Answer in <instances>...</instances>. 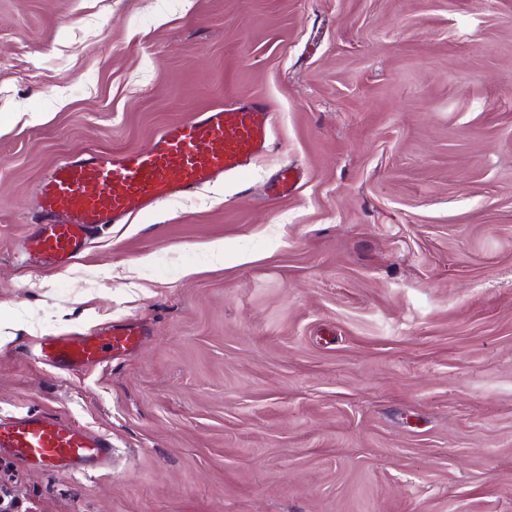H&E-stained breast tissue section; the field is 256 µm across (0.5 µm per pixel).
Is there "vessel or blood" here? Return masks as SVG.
<instances>
[{
	"instance_id": "1",
	"label": "vessel or blood",
	"mask_w": 512,
	"mask_h": 512,
	"mask_svg": "<svg viewBox=\"0 0 512 512\" xmlns=\"http://www.w3.org/2000/svg\"><path fill=\"white\" fill-rule=\"evenodd\" d=\"M272 108L255 99L217 105L162 128L141 149L89 154L56 166L39 185L22 238L27 260L67 267L95 226L126 224L161 203L241 173L270 144ZM140 331L108 323L41 337L37 357L65 373L103 367L136 347ZM111 437L52 414H0V456L49 474L92 475L112 464Z\"/></svg>"
}]
</instances>
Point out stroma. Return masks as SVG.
<instances>
[{
  "instance_id": "1",
  "label": "stroma",
  "mask_w": 512,
  "mask_h": 512,
  "mask_svg": "<svg viewBox=\"0 0 512 512\" xmlns=\"http://www.w3.org/2000/svg\"><path fill=\"white\" fill-rule=\"evenodd\" d=\"M255 96L241 176L15 257L57 163ZM126 321L106 367L31 355ZM0 331V413L112 438L0 463L28 512H512V0H0ZM112 438L53 414H0V456L49 474L93 475L112 465Z\"/></svg>"
}]
</instances>
